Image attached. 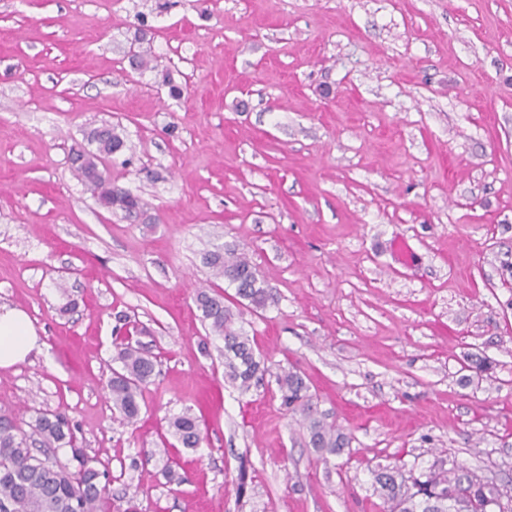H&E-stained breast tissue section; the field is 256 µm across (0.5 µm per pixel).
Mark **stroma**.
<instances>
[{"mask_svg": "<svg viewBox=\"0 0 512 512\" xmlns=\"http://www.w3.org/2000/svg\"><path fill=\"white\" fill-rule=\"evenodd\" d=\"M153 4L0 0V304L37 333L0 413L64 411L140 512H380L375 470L438 458L511 480L512 0ZM105 123L127 141L108 174L151 223L70 168ZM226 244L273 295L234 304L237 326L300 371L341 454L309 447L272 377L225 383L194 296ZM120 314L158 362L133 425L106 388ZM185 411L208 437L177 448L176 487L153 450Z\"/></svg>", "mask_w": 512, "mask_h": 512, "instance_id": "obj_1", "label": "stroma"}]
</instances>
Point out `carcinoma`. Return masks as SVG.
Segmentation results:
<instances>
[{
  "mask_svg": "<svg viewBox=\"0 0 512 512\" xmlns=\"http://www.w3.org/2000/svg\"><path fill=\"white\" fill-rule=\"evenodd\" d=\"M90 150L77 145L83 163L74 167L77 179L90 191L99 206L133 222L147 220L145 203L130 189L108 176L104 162L126 148L125 136L117 125H102L85 133ZM204 263L213 275L235 288V299L254 309L267 307L272 295L259 278L246 253L226 246L205 254ZM195 302L209 331L224 340V381L243 392L270 373L266 358L253 338L235 326L232 309L224 295L204 287L196 290ZM114 361L120 369L108 381L112 407L127 423L137 420L144 403L143 392L158 374L157 364L125 335L115 342ZM281 407L300 415L306 422L309 445L321 457L340 453L347 436L313 410L309 387L294 369L275 373ZM204 420L189 412L169 419V429L183 448L195 450L206 440ZM61 448L79 452L75 426L61 412H40L32 423L10 414H0V512H138L134 498L112 501L109 474L86 458L74 466L51 458ZM153 454L165 460L168 481L180 484L184 477L168 446ZM374 481L383 500L381 512H512V486L484 481L476 472L458 467L433 465L417 474H404L399 467L376 471Z\"/></svg>",
  "mask_w": 512,
  "mask_h": 512,
  "instance_id": "1",
  "label": "carcinoma"
}]
</instances>
